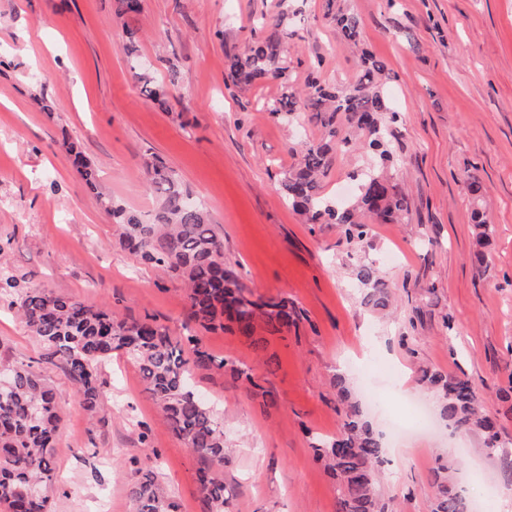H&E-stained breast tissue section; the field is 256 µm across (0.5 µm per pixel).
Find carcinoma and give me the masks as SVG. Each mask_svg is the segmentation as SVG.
<instances>
[{
	"instance_id": "1",
	"label": "carcinoma",
	"mask_w": 512,
	"mask_h": 512,
	"mask_svg": "<svg viewBox=\"0 0 512 512\" xmlns=\"http://www.w3.org/2000/svg\"><path fill=\"white\" fill-rule=\"evenodd\" d=\"M324 19L336 26L345 41L357 43V15L324 0ZM288 18H277L275 31L257 40L244 56H226L224 82L250 86L261 79H275L286 88L274 101L272 116L315 124L323 129L319 142L302 146L297 163L285 173L280 190L287 203L308 224H338L345 236L359 243L370 224H398L408 212L409 199L392 181L394 163L390 132L382 121L397 120L380 84L386 63L363 51L360 76L345 89L309 78L297 87L290 80L283 40ZM123 45L141 93L163 107L167 86L140 64L134 32ZM82 179L94 186L96 172L73 144L63 143ZM355 146L377 160L373 173L356 175L357 192L351 205L337 208L322 192V182L336 165V157ZM149 188L158 206L148 216L127 210L111 199L105 209L122 229L121 243L140 260L178 272L187 283L189 319L206 331L236 330L247 337L258 331L280 332L298 325L301 311L286 299H254L224 264V242L205 206L190 198L175 171L159 158L147 164ZM366 287L364 304L374 309L389 305V286L377 269L364 265L357 274ZM18 312L48 358L61 365L84 406L97 412L100 398L99 368L122 351L134 359L146 391L161 406L173 432L184 441L204 467L198 471L206 512H224L229 495L224 483L228 448L224 427L214 410L190 387L196 369L230 368L233 377L255 388L253 368L218 359L200 346L195 335L186 337L192 357L183 356L181 343L152 319L128 320L106 308H92L78 299L45 290L24 291ZM8 377L0 379V505L7 512H52L49 487L53 479L52 448L60 423L54 386L22 362H0ZM420 382L440 399L441 417L456 431L481 433L487 450L500 456L505 473L512 475V455L501 454L499 419L480 408L475 388L466 380L446 378L421 370ZM340 422L336 434L315 436L311 448L317 460L336 479V512H390L378 480L384 448L372 423L344 376L333 380ZM436 493L429 512H471L464 491L449 484L448 464L437 460L433 469ZM133 512H181L180 504L159 482L155 468L139 472L130 484Z\"/></svg>"
}]
</instances>
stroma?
<instances>
[{
  "label": "stroma",
  "mask_w": 512,
  "mask_h": 512,
  "mask_svg": "<svg viewBox=\"0 0 512 512\" xmlns=\"http://www.w3.org/2000/svg\"><path fill=\"white\" fill-rule=\"evenodd\" d=\"M322 5L141 0L138 13L119 18L113 0H0V275L130 320L154 317L171 336L199 334L212 355L253 367L274 405L230 371L193 377L224 420L231 512H336V484L310 441L336 432L339 374L379 430L385 414L430 400L419 368L469 380L512 443V0H341L360 18L359 48L387 65L383 89L398 113L391 174L410 201L403 223L371 225L361 245L337 225L305 223L280 196L292 147L321 138L316 126L269 113L280 81L224 82L226 55L244 53L285 12L297 32L288 41L294 82L315 71L352 84L359 48L341 42ZM129 30L155 78L174 85L166 108L135 86L121 49ZM66 137L97 167L99 191L72 167ZM154 156L211 214L226 266L253 296L293 300L299 329L266 334L260 349L200 331L187 319L182 279L123 248L100 197L149 214ZM467 176L481 181L482 202L465 191ZM476 209L491 222L481 244ZM363 265L392 288L384 311L363 303ZM41 352L12 296L0 295V360L33 363L62 414L52 512H129L128 485L150 458L182 512H203L201 462L145 392L133 359L116 352L101 367L92 414ZM408 449L382 466L398 512H427L440 456L453 460L452 481L469 487L478 512H512V477L479 434L450 432L433 409Z\"/></svg>",
  "instance_id": "obj_1"
}]
</instances>
